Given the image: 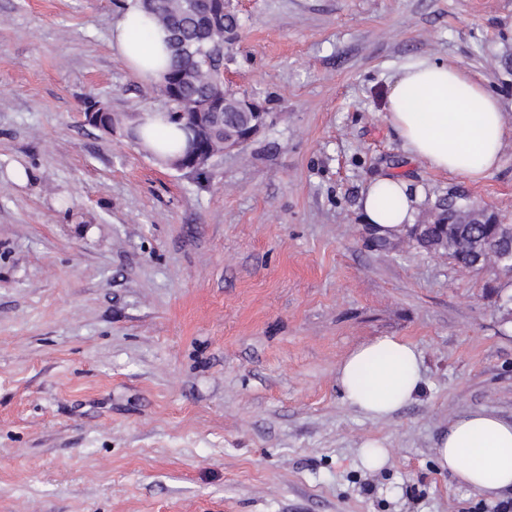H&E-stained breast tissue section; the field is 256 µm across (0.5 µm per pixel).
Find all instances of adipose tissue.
<instances>
[{"mask_svg": "<svg viewBox=\"0 0 512 512\" xmlns=\"http://www.w3.org/2000/svg\"><path fill=\"white\" fill-rule=\"evenodd\" d=\"M167 34L129 0L113 22L111 48L140 79L161 82L169 62ZM385 120L404 151L433 171L481 181L502 164L506 125L499 98L484 79L443 61L404 64L388 94ZM421 189L386 175L361 198L363 219L376 236L392 238L412 224ZM346 405L363 417H392L414 401L422 386V355L400 336L364 342L336 368ZM440 470L462 485L485 491L512 487V421L474 410L449 424L435 447Z\"/></svg>", "mask_w": 512, "mask_h": 512, "instance_id": "adipose-tissue-1", "label": "adipose tissue"}]
</instances>
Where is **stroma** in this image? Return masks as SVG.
I'll list each match as a JSON object with an SVG mask.
<instances>
[{
  "mask_svg": "<svg viewBox=\"0 0 512 512\" xmlns=\"http://www.w3.org/2000/svg\"><path fill=\"white\" fill-rule=\"evenodd\" d=\"M224 86L266 127L203 174L86 123L163 109L113 54L114 0H0V512H512L439 471L451 420H512V273L409 234L372 246L360 199L397 173L416 222L451 193L512 224V0H225ZM482 76L509 135L478 183L407 158L384 119L412 58ZM20 163L36 178L11 180ZM384 335L423 386L395 417L336 366ZM386 440L381 469L364 439ZM105 106V105H104ZM88 112H83L85 115V121L103 131L111 133L115 131L117 124L114 113H112V124L109 120V113L111 112L108 107L105 106L106 112H99L100 104L96 103V100H89L87 104ZM389 459V450L382 440L366 439L360 446V461L366 469L378 470Z\"/></svg>",
  "mask_w": 512,
  "mask_h": 512,
  "instance_id": "obj_1",
  "label": "stroma"
}]
</instances>
